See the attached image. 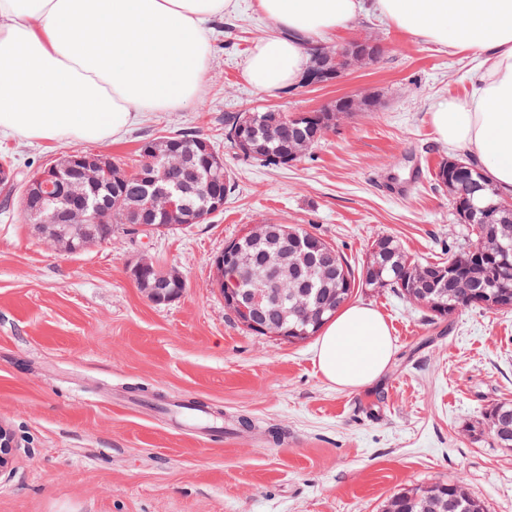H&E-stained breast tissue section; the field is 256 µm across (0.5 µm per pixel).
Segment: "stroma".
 I'll list each match as a JSON object with an SVG mask.
<instances>
[{
    "instance_id": "35a3bbf8",
    "label": "stroma",
    "mask_w": 512,
    "mask_h": 512,
    "mask_svg": "<svg viewBox=\"0 0 512 512\" xmlns=\"http://www.w3.org/2000/svg\"><path fill=\"white\" fill-rule=\"evenodd\" d=\"M251 2L211 22L195 101L145 113L103 144L131 168L143 140L209 138L234 173L223 210L160 235L116 224L111 241L69 255L19 204L0 208V424L17 441L0 471V512H381L401 488L457 479L486 512H512V451L465 432L512 401V309L433 321L390 289H355L352 302L388 321L394 353L370 385L340 390L315 363V339L291 343L238 322L214 268L228 241L267 221L301 225L356 270L381 236L418 258L464 244L466 227L433 180L449 150L430 114L471 93L475 60L365 14L324 44L376 36L377 63L263 92L242 77L254 41L272 32ZM364 93L378 94L375 111L341 116L287 167L243 160L224 139L228 112H309ZM87 148L0 135V154L25 175ZM141 253L183 275L180 298L143 297L126 273ZM191 397L212 407L222 437L159 410ZM242 417L252 428L238 426Z\"/></svg>"
}]
</instances>
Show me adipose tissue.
<instances>
[{"mask_svg":"<svg viewBox=\"0 0 512 512\" xmlns=\"http://www.w3.org/2000/svg\"><path fill=\"white\" fill-rule=\"evenodd\" d=\"M276 28L243 69L256 89L300 80L309 47L372 9L402 31L470 51L469 97L430 114L438 139L463 148L484 178L512 192V0H254ZM239 0H0V133L43 141L103 143L143 113L198 98L210 70L208 24ZM323 378L358 389L392 358L391 330L369 305L350 304L322 327Z\"/></svg>","mask_w":512,"mask_h":512,"instance_id":"adipose-tissue-1","label":"adipose tissue"}]
</instances>
